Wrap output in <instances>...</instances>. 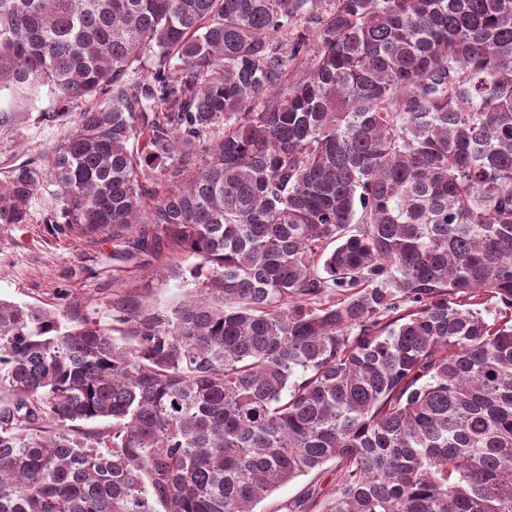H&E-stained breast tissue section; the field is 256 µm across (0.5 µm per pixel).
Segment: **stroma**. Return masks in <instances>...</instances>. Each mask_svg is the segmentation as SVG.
Here are the masks:
<instances>
[{
  "label": "stroma",
  "mask_w": 512,
  "mask_h": 512,
  "mask_svg": "<svg viewBox=\"0 0 512 512\" xmlns=\"http://www.w3.org/2000/svg\"><path fill=\"white\" fill-rule=\"evenodd\" d=\"M56 100L43 87L30 100L0 94V110L12 112L10 127L0 132V174L27 159H36L59 142L68 130L65 122L48 120ZM124 238L103 230L93 237L78 233L58 234L45 224L0 226V298L16 303L56 300L65 293L79 298V316L96 320L107 317L105 303L112 293L128 290L154 307L182 298L189 287L181 277L164 275L165 266L187 268L191 259H174L160 248L150 257L119 259Z\"/></svg>",
  "instance_id": "1"
}]
</instances>
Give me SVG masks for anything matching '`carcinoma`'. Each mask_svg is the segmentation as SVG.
Returning a JSON list of instances; mask_svg holds the SVG:
<instances>
[{
    "instance_id": "obj_1",
    "label": "carcinoma",
    "mask_w": 512,
    "mask_h": 512,
    "mask_svg": "<svg viewBox=\"0 0 512 512\" xmlns=\"http://www.w3.org/2000/svg\"><path fill=\"white\" fill-rule=\"evenodd\" d=\"M41 86L109 104L0 224L47 183L198 284L0 299V512H255L328 463L284 512H512V0H0V91Z\"/></svg>"
}]
</instances>
